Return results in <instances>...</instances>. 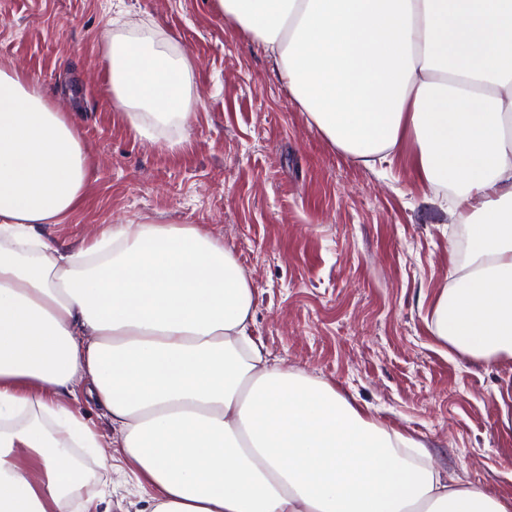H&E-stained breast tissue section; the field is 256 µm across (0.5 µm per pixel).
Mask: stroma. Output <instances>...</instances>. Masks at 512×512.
I'll return each instance as SVG.
<instances>
[{"label": "stroma", "instance_id": "1", "mask_svg": "<svg viewBox=\"0 0 512 512\" xmlns=\"http://www.w3.org/2000/svg\"><path fill=\"white\" fill-rule=\"evenodd\" d=\"M149 22L194 60V116L134 137L108 104L104 22ZM22 66L74 113L92 161L74 246L105 224H202L254 291L252 334L269 364L321 378L381 422L423 439L452 482L512 497V426L495 390L512 362L440 346L429 314L448 281L455 213L432 202L407 158L373 169L333 148L300 112L262 46L212 0H0V65ZM79 466L87 512H142L122 471Z\"/></svg>", "mask_w": 512, "mask_h": 512}]
</instances>
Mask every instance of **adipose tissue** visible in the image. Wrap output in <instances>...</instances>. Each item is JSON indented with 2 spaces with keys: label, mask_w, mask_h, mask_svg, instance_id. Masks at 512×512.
I'll return each mask as SVG.
<instances>
[{
  "label": "adipose tissue",
  "mask_w": 512,
  "mask_h": 512,
  "mask_svg": "<svg viewBox=\"0 0 512 512\" xmlns=\"http://www.w3.org/2000/svg\"><path fill=\"white\" fill-rule=\"evenodd\" d=\"M272 58L338 151L373 168L405 151L466 226L434 336L512 359V0H215ZM109 103L137 137L193 116L192 62L169 35L114 30ZM88 190L74 116L0 67V512H83L69 451L104 443L64 406L106 411L143 512H512L455 488L425 443L329 383L268 365L253 288L195 224H106L49 244Z\"/></svg>",
  "instance_id": "1"
}]
</instances>
